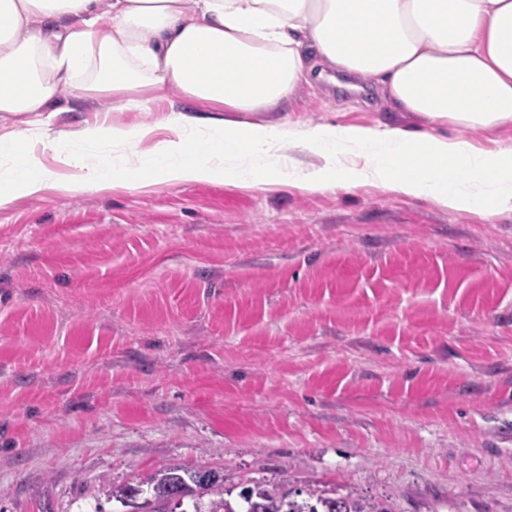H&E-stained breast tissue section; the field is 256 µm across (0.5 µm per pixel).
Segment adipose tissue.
Instances as JSON below:
<instances>
[{
	"label": "adipose tissue",
	"instance_id": "adipose-tissue-1",
	"mask_svg": "<svg viewBox=\"0 0 512 512\" xmlns=\"http://www.w3.org/2000/svg\"><path fill=\"white\" fill-rule=\"evenodd\" d=\"M376 82L390 105L432 122L488 129L512 124V0H0V208L59 188L143 189L155 182L289 184L309 191L375 184L487 215L512 206V150L486 153L463 138L317 124L302 134L316 157L281 154L282 132L260 122L227 127V112H266L291 99L314 68ZM169 85L212 115L150 129L92 125L134 152L92 168L61 134H37L62 89L121 107ZM53 152L66 180L34 148Z\"/></svg>",
	"mask_w": 512,
	"mask_h": 512
}]
</instances>
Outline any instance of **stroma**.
<instances>
[{
  "mask_svg": "<svg viewBox=\"0 0 512 512\" xmlns=\"http://www.w3.org/2000/svg\"><path fill=\"white\" fill-rule=\"evenodd\" d=\"M52 131L168 137L173 88L137 108L64 93ZM284 133L389 127L512 149V124L395 111L343 71L268 112ZM192 461L387 501L512 512V209L485 217L377 185L199 182L22 197L0 209V512H134L93 494Z\"/></svg>",
  "mask_w": 512,
  "mask_h": 512,
  "instance_id": "1",
  "label": "stroma"
}]
</instances>
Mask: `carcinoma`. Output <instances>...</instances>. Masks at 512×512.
Instances as JSON below:
<instances>
[{"mask_svg":"<svg viewBox=\"0 0 512 512\" xmlns=\"http://www.w3.org/2000/svg\"><path fill=\"white\" fill-rule=\"evenodd\" d=\"M107 498L126 506L142 494L148 512H392L385 502L334 487L303 481L292 483L288 476L278 480L249 479L230 500L224 475L192 462L155 471L136 484L102 480Z\"/></svg>","mask_w":512,"mask_h":512,"instance_id":"obj_1","label":"carcinoma"}]
</instances>
